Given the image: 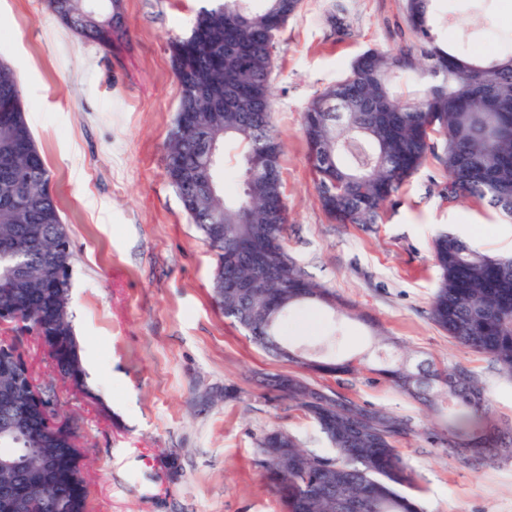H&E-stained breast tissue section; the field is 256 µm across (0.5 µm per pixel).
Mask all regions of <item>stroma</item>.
Instances as JSON below:
<instances>
[{
  "label": "stroma",
  "mask_w": 512,
  "mask_h": 512,
  "mask_svg": "<svg viewBox=\"0 0 512 512\" xmlns=\"http://www.w3.org/2000/svg\"><path fill=\"white\" fill-rule=\"evenodd\" d=\"M499 3L435 0L437 31L471 56L510 51ZM201 5L120 0L128 35L105 47L69 30L43 0H0V56L20 76L49 190L69 227L75 333L82 362L98 366L86 375L89 395L58 379L36 338L24 336L22 348L77 427L88 512H283L254 464L260 437L282 429L305 448L329 450L302 411L259 386L261 374L299 368L253 345L215 304L214 258L166 174L164 143L179 103L168 42L189 32ZM404 14V0H301L278 34L271 84L287 249L355 307L350 315L300 310L287 339L321 359L324 337L335 333L340 358L373 361L381 328L392 355L472 371L496 425L512 427V378L429 318L433 239L453 225L478 250L511 255L512 221L486 205H449L444 173L431 162L369 230L332 221L314 188L302 112L367 49L404 45ZM314 382L420 427L439 421L367 370ZM400 451L417 476L406 493L425 512H512V461L475 469L420 438Z\"/></svg>",
  "instance_id": "1"
}]
</instances>
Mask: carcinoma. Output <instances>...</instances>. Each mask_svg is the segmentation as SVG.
<instances>
[{
  "instance_id": "cac0c4a2",
  "label": "carcinoma",
  "mask_w": 512,
  "mask_h": 512,
  "mask_svg": "<svg viewBox=\"0 0 512 512\" xmlns=\"http://www.w3.org/2000/svg\"><path fill=\"white\" fill-rule=\"evenodd\" d=\"M210 0L196 14L190 33L169 42L180 88L174 126L166 143L167 175L180 191L184 210L214 253L213 299L224 317L257 346L277 356L293 350L282 335L289 313L321 305L350 311L336 294L313 281L288 254V205L282 184L251 173L252 160L274 157L283 145L273 123L271 73L276 37L300 0ZM433 0H405L414 42L391 52L369 49L329 85L301 116L308 162L318 201L338 224L368 228L428 162L447 174L443 197L454 206L485 201L512 218V51L475 59L443 45L435 31ZM47 8L78 36L103 45L109 32L126 34L118 0L90 15L87 0H46ZM414 74L422 94L395 97L390 81ZM218 135L242 147L240 189L224 193L221 166L206 164L199 136ZM49 171L33 137L20 77L0 58V310L51 337L48 358L55 374L90 395L70 309V242ZM439 284L430 319L461 348L491 358L512 377V257L472 248L444 233L433 242ZM33 269L23 288L11 282L15 259ZM288 361L309 373L350 374L351 360ZM373 371L432 410L447 403L453 412L422 432L446 455L474 467L497 448L512 459V433L499 430L484 387L466 368L411 365L378 358ZM28 374L16 344L0 349V457L13 466L0 471V512H86L84 482L72 483L82 453L66 438L46 433L35 391L18 382ZM264 384L311 419L334 450L320 454L284 430L259 440L255 465L284 512H422L403 493L416 478L397 444L420 434L411 420L337 393L323 392L305 375L269 374ZM288 446L306 467H284L268 449Z\"/></svg>"
}]
</instances>
